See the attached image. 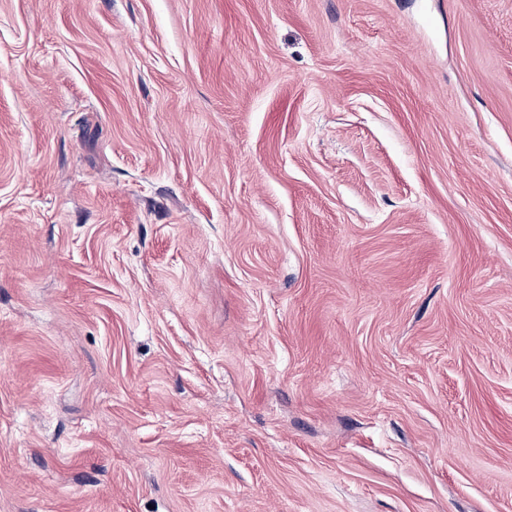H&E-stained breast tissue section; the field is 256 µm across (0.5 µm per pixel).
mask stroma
Masks as SVG:
<instances>
[{
	"instance_id": "stroma-1",
	"label": "stroma",
	"mask_w": 512,
	"mask_h": 512,
	"mask_svg": "<svg viewBox=\"0 0 512 512\" xmlns=\"http://www.w3.org/2000/svg\"><path fill=\"white\" fill-rule=\"evenodd\" d=\"M0 512H512V0H0Z\"/></svg>"
}]
</instances>
